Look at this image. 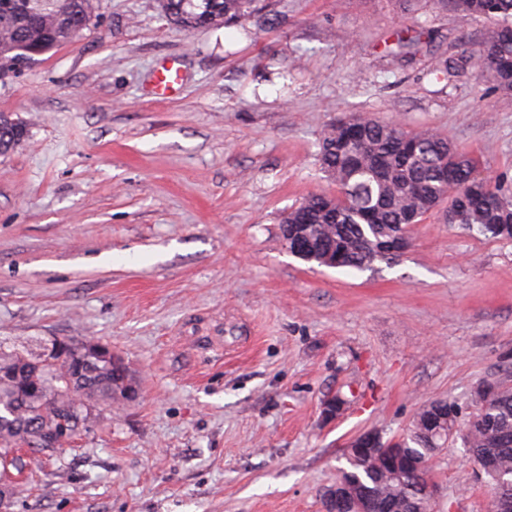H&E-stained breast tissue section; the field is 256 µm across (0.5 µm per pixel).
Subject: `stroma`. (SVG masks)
Masks as SVG:
<instances>
[{
  "label": "stroma",
  "instance_id": "obj_1",
  "mask_svg": "<svg viewBox=\"0 0 512 512\" xmlns=\"http://www.w3.org/2000/svg\"><path fill=\"white\" fill-rule=\"evenodd\" d=\"M271 3L265 25L186 32L159 0H92L91 29L0 79L26 129L0 155V336L106 344L138 389L28 457L11 512H326L354 438L512 385V242L438 209L393 262L347 272L280 233L335 194L318 141L342 116L439 130L512 183V95L441 73L494 23L431 0ZM417 22L432 45L387 56ZM165 59L184 83L157 100ZM476 472L461 441L438 451L432 512H491Z\"/></svg>",
  "mask_w": 512,
  "mask_h": 512
}]
</instances>
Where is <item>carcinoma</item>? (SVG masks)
I'll return each mask as SVG.
<instances>
[{
  "instance_id": "obj_1",
  "label": "carcinoma",
  "mask_w": 512,
  "mask_h": 512,
  "mask_svg": "<svg viewBox=\"0 0 512 512\" xmlns=\"http://www.w3.org/2000/svg\"><path fill=\"white\" fill-rule=\"evenodd\" d=\"M462 12L497 22L489 41L477 48L480 67L505 94L512 93V0H437ZM170 24L184 30L230 27L252 19L268 20L266 0H160ZM90 0H0V60L19 61L35 49L43 55L89 28ZM349 126L360 138L344 143ZM25 126L0 113V154L24 137ZM321 168L336 182L337 194L306 197L283 218L288 232L304 233L306 261L334 268L364 271L376 260L389 261L404 228L448 202V221L487 238L512 242V192L502 183L488 184L477 171V160L458 151L448 136L431 130L409 132L391 122L357 114L330 125L318 142ZM134 385L122 360L109 365L93 355L83 359L74 376L69 351L32 357L6 349L0 341V472L21 470L17 448L33 453L49 447L52 434L70 437L87 428L99 405L127 399ZM494 390L475 400V411L460 422L458 406L436 400L427 406L448 417V427L463 424L462 443L478 465L493 499L512 500V387L493 382ZM419 420L391 447L379 443L383 454L402 455L412 464L394 475L382 458L348 457L342 477L353 481V492L364 495L372 512H428L424 495L429 465L440 438L428 435Z\"/></svg>"
}]
</instances>
